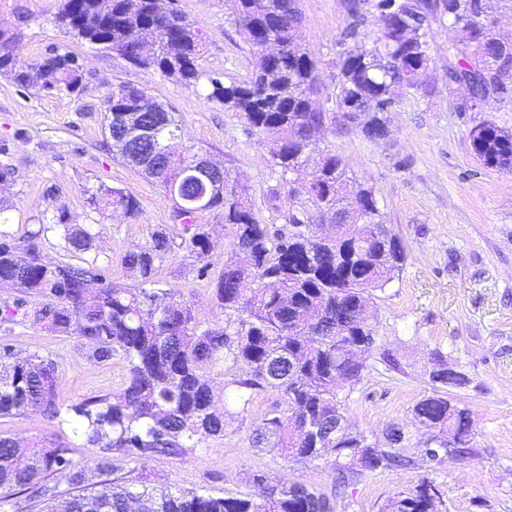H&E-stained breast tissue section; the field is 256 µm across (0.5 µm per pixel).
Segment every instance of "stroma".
<instances>
[{
    "label": "stroma",
    "instance_id": "1",
    "mask_svg": "<svg viewBox=\"0 0 512 512\" xmlns=\"http://www.w3.org/2000/svg\"><path fill=\"white\" fill-rule=\"evenodd\" d=\"M61 5L62 0H0V29L20 33L17 65L57 48L78 56L84 73L76 95L28 92L0 74V167L11 172L9 183L0 186V211L6 216L0 234L21 244L34 241L44 263L93 266L121 282L124 254L165 230L174 247L159 265L157 287L176 292L202 327L223 329L224 311L214 297L224 270L223 248L231 239L223 213L197 215L218 245L207 261V276H199L202 262L181 246L187 233L173 219L171 198L107 147L105 101L117 86L129 85L169 106L180 119L182 145L223 165L259 220L280 229L296 203L285 195L268 199L281 181L270 162L275 144L248 133L238 113L206 99L204 90L72 38L55 23ZM179 7L201 37V69L247 79L252 55L227 23L228 0H179ZM301 9L300 36L318 62L325 97L335 85L343 50L344 0H301ZM459 37L447 20L432 22L431 65L421 89L397 91L387 138L366 139L358 128L332 118L320 139L322 147L345 158L353 181L373 187L383 223L407 254L399 275L369 303L376 341L362 355V379L340 396L347 421L380 446L385 429L399 425L412 439L406 455L417 456L416 441L430 431L414 421L413 408L431 391L429 372L438 351L470 379L448 395L470 410L473 451L442 467L419 464L358 478L339 499L337 512H388L390 498L425 477L444 490L447 512H512V169L485 167L470 143L471 130L484 121L512 132V96H494L479 109L466 110V86L448 76V46ZM112 189L132 193L139 214L93 204V197ZM61 212L69 223L92 225L96 238L90 250L67 248L54 226ZM42 224L48 232H39ZM48 302L42 295L0 288V343L53 362L59 406L119 394L125 361L116 356L94 362L91 348L77 336L49 332L38 317ZM285 408L279 395L256 393L223 437L202 441L185 458H153L135 469L154 484L219 495L248 493V477L256 470L330 491V460L302 462L252 448L250 437L261 419ZM0 433L26 445L64 444L90 466L96 460L95 449L85 447L71 426L40 411L0 417Z\"/></svg>",
    "mask_w": 512,
    "mask_h": 512
}]
</instances>
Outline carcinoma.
Here are the masks:
<instances>
[{
	"mask_svg": "<svg viewBox=\"0 0 512 512\" xmlns=\"http://www.w3.org/2000/svg\"><path fill=\"white\" fill-rule=\"evenodd\" d=\"M348 23L343 39L355 40L368 18L377 20L381 37L370 47L344 49L336 62V111L358 112L364 137L389 135L385 114L393 110L394 88L419 89V71L429 68L430 19L442 15L458 28L461 41L474 47L468 56L455 44L458 58L448 76L468 84L469 109L512 85V42L492 34L487 0H346ZM303 14L300 0H232L228 20L255 50L254 69L243 81L206 74L199 67L203 44L185 21L177 0H64L56 22L71 36L90 39L122 57L129 49L151 47L133 65L160 72L180 84L204 86L206 97L237 112L247 130L271 135L279 143L272 166L282 183L270 189L300 200L285 217L288 231L261 223L252 205L238 195L229 172L224 190L211 194V210L224 212L231 241L215 298L227 316L224 329H204L176 293L156 287V263L172 250L166 232L156 231L144 246L128 251L123 266L133 284L106 281L96 268L45 264L34 246L0 240V288H21L46 295L42 319L54 333H72L92 348L100 363L116 355L128 366L120 397L99 395L68 408L57 405L55 368L38 355L20 356L0 348V416L40 410L71 425L85 445L97 449L96 467L74 458V450L47 442L21 448L0 434V499L16 497V512H336L337 498L301 481L272 478L257 471L246 494L217 495L205 490L151 488L125 465L155 457L180 459L209 437H220L232 412L215 404L211 374H229L232 402L245 407L256 390L278 393L288 415L265 416L253 431L252 446L289 457L317 460L334 456L336 484L403 468L410 460L395 443L406 441L404 428L388 429L390 445L379 448L352 430L338 397L358 383L365 369L356 358L365 341H375L360 320L372 292L385 289L406 260L399 238L381 221L373 188L357 184L350 192L341 155L324 151L316 135L326 112L320 103L317 61L296 31ZM70 52L52 50L25 69L0 58V72L25 91L70 94L83 86L82 71L71 66ZM144 91L120 86L107 99V111L120 116L139 111ZM170 142L171 161H159L154 144L112 138L114 155L141 166L170 198L191 197L205 180L187 178L198 153L176 148L180 131L176 113L162 106L142 113ZM474 155L488 168H512V133L492 122L470 132ZM104 204L134 217L137 198L115 189ZM348 221L333 238L321 237L313 225ZM196 215L182 220L193 228L183 247L204 260L216 243ZM302 224L305 229L298 230ZM56 226L75 251L91 248L95 234L67 224L64 212ZM248 369L245 377L236 375ZM433 388L413 408L416 422L434 430L418 442L429 464L459 460L472 451L470 410L441 394L460 388L469 378L448 377L440 368L429 373ZM344 422L339 444L326 445L322 428ZM443 492L422 480L390 500V512H443Z\"/></svg>",
	"mask_w": 512,
	"mask_h": 512,
	"instance_id": "obj_1",
	"label": "carcinoma"
}]
</instances>
